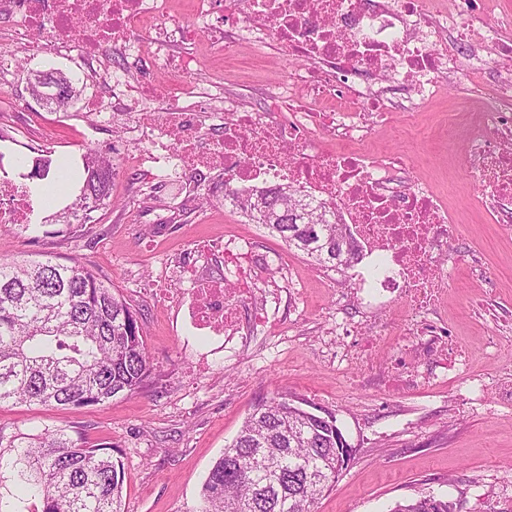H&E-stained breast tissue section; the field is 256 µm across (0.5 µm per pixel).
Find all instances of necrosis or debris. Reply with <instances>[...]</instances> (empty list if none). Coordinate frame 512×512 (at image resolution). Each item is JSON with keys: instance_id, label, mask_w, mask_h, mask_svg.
Masks as SVG:
<instances>
[{"instance_id": "necrosis-or-debris-1", "label": "necrosis or debris", "mask_w": 512, "mask_h": 512, "mask_svg": "<svg viewBox=\"0 0 512 512\" xmlns=\"http://www.w3.org/2000/svg\"><path fill=\"white\" fill-rule=\"evenodd\" d=\"M189 0L191 23L173 24L171 0H0L10 39L34 42L32 56H71L65 36L81 33L84 67L112 91V109L137 112L146 147L136 167L168 172L221 168L231 189L247 194L286 184L306 202L321 204L347 225L365 265L349 273L362 298L401 300L412 314L404 335L411 349L463 373L470 350L454 344L432 320L448 284V241L458 227L445 197L412 181L407 159L362 151L371 124L392 113L415 112L444 82L471 70L484 44L493 55L486 107L468 124L466 160L479 181L487 219L512 232V25L469 21L470 0ZM204 34L214 56L248 44L257 57L269 49L300 59L282 79L259 88L257 110L239 104L223 78L193 77L194 56L174 54L175 40ZM111 54L158 68L166 82L129 80L112 69ZM343 142L323 147L321 138ZM35 201L24 183L0 178V224H27ZM224 275L195 276L197 258L182 270L187 289L172 297L185 330L218 347L243 330L242 303L267 268L250 249L226 242Z\"/></svg>"}]
</instances>
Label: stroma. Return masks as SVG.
I'll return each mask as SVG.
<instances>
[{"mask_svg": "<svg viewBox=\"0 0 512 512\" xmlns=\"http://www.w3.org/2000/svg\"><path fill=\"white\" fill-rule=\"evenodd\" d=\"M195 55V77L223 76L232 94L255 106L257 82L281 76L277 56L261 60L247 49L216 58L204 37L183 44ZM18 66L0 76V129L13 136L5 168L18 175L15 157L52 152L80 161L83 152L110 153L117 165L111 202L95 223L62 230L47 224L31 232L0 224V256L78 259L108 281L135 314L154 370L131 396L78 410L14 404L0 408V424L24 430L76 427L92 444L109 442L123 454L125 512H195L201 487L215 460L236 437L252 409L289 393L333 412L352 447L351 460L316 512H389L399 501L427 492L456 501L460 512H512V405L499 402L497 384L512 371V237L488 223L478 180L464 161V142L442 152L437 136L449 113L480 111L479 78L446 84L413 115L394 113L372 130L366 151L410 158L413 180L447 194L458 234L448 242L455 263L439 313L449 335L471 352L469 369L457 376L425 359L418 383L386 385L380 370L405 360L407 337H388L376 367L354 355L370 343V324L408 320L400 302L368 311L333 272L288 249L275 234L236 210H226L224 174L187 176L168 190L132 161L144 149L125 129L88 117L101 96L81 86L76 116L65 118L30 93L35 65L16 48ZM246 241L257 255L284 265L259 286L246 311L263 309L277 329L251 327L243 343L213 352L207 337L186 335L182 315L164 293L183 288L171 272L193 243ZM482 255L473 275L466 255ZM479 380L472 400L460 385Z\"/></svg>", "mask_w": 512, "mask_h": 512, "instance_id": "1", "label": "stroma"}]
</instances>
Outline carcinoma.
Wrapping results in <instances>:
<instances>
[{
	"label": "carcinoma",
	"mask_w": 512,
	"mask_h": 512,
	"mask_svg": "<svg viewBox=\"0 0 512 512\" xmlns=\"http://www.w3.org/2000/svg\"><path fill=\"white\" fill-rule=\"evenodd\" d=\"M66 78L65 97L50 93L57 108L77 98ZM79 193L53 214L56 223H92L111 197L112 156L88 150ZM66 184L70 165L46 155L26 178L43 201L49 171ZM287 186L260 190L237 203L253 222L277 233L320 267L348 269L360 249L343 224L312 207L316 217L280 216L294 206ZM149 355L135 314L112 285L84 267L50 261L19 263L0 257V407L29 403L68 409L100 405L137 393L151 376ZM343 436L334 413L314 412L280 394L249 414L224 448L202 486L196 512H312L347 468ZM10 472L41 496V512H125L121 453L110 444L89 445L77 430L26 433L0 424V483ZM389 512H460L458 503L433 494L398 502Z\"/></svg>",
	"instance_id": "1"
}]
</instances>
